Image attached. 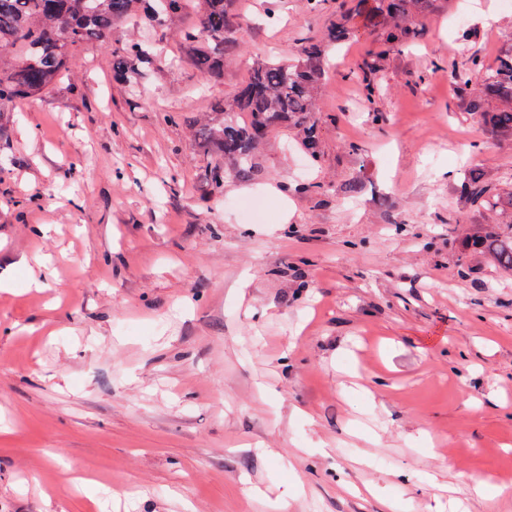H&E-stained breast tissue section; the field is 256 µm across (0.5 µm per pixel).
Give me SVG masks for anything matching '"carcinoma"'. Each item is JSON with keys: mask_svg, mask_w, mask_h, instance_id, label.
<instances>
[{"mask_svg": "<svg viewBox=\"0 0 512 512\" xmlns=\"http://www.w3.org/2000/svg\"><path fill=\"white\" fill-rule=\"evenodd\" d=\"M186 0H0V137L14 124L15 104L41 96L56 86L70 69L76 51L112 36L115 27L139 19L150 27L176 23ZM196 24L182 32L184 58L207 80L224 74V61L239 49L232 20L234 0H195ZM354 0L353 12L369 14L380 31L382 49L350 76L363 86L366 97L378 92L373 75L380 57L412 41L418 31L419 7L427 0ZM153 62L151 44L120 42L112 51V76L136 87ZM324 76L323 47L315 39L302 42L292 59L257 63L221 116H211L194 128L200 144L224 157L237 175L253 173L255 144L276 128L293 127L311 156L318 155L314 92ZM458 86L478 85L468 111L498 136L512 137V36L495 62L487 66L472 55L452 72ZM210 195L224 193V168L204 170ZM459 193L470 204L496 214H512V192L494 191L481 178L465 174ZM463 247L487 254L495 265L512 272V221L480 224L462 237Z\"/></svg>", "mask_w": 512, "mask_h": 512, "instance_id": "cac0c4a2", "label": "carcinoma"}]
</instances>
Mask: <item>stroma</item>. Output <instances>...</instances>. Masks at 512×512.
Here are the masks:
<instances>
[{
  "label": "stroma",
  "instance_id": "stroma-1",
  "mask_svg": "<svg viewBox=\"0 0 512 512\" xmlns=\"http://www.w3.org/2000/svg\"><path fill=\"white\" fill-rule=\"evenodd\" d=\"M350 7L237 0L218 83L178 59L187 7L152 32L174 66L134 91L112 79L129 23L16 106L0 142V512H271L284 496L288 512H512V273L458 250L467 225L501 218L456 189L465 168L512 189V138L450 79L469 55L493 62L512 10L431 0L369 100L348 74L379 40ZM341 17L320 162L279 128L255 176L211 197L192 121ZM82 473L108 502L75 490Z\"/></svg>",
  "mask_w": 512,
  "mask_h": 512
}]
</instances>
